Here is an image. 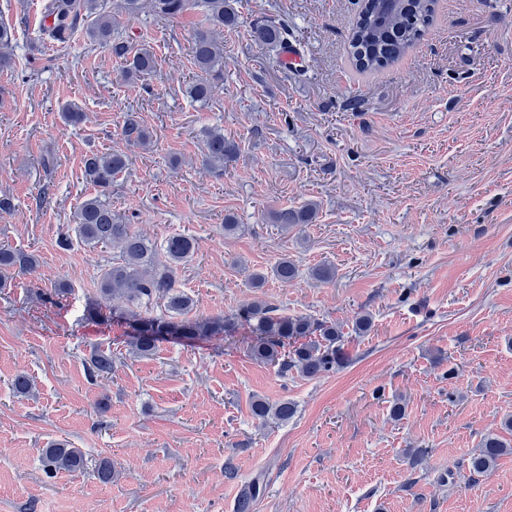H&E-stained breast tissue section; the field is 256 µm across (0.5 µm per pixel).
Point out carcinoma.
I'll list each match as a JSON object with an SVG mask.
<instances>
[{
	"label": "carcinoma",
	"mask_w": 512,
	"mask_h": 512,
	"mask_svg": "<svg viewBox=\"0 0 512 512\" xmlns=\"http://www.w3.org/2000/svg\"><path fill=\"white\" fill-rule=\"evenodd\" d=\"M194 11L202 18L192 46V63L198 72L187 89L188 97L205 105L212 98L215 84L224 81V29L238 23L235 0H47L44 13L54 18L53 26L41 27L39 39L66 44L79 30L123 61L121 76L142 78L156 65L152 48L131 47L112 37V23L120 14L134 16L148 12L159 18H176ZM436 0H365L352 27L349 56L362 73L382 71L401 60L432 25ZM251 40L262 47L282 48L288 43V27L272 20L261 19L250 30ZM14 28L0 21V71L12 67ZM125 142L148 150L153 136L138 113L126 112L121 123ZM204 161L221 175L224 164L239 155V145L224 136V129L207 126L201 129ZM128 165V157L115 151H91L84 157L86 180L95 188V195L83 200L75 213L73 232L60 233L58 245L69 248L73 241L90 247L119 250V262L103 269L100 275V301L87 309V317L102 323L123 322L129 328V344L139 355H149L169 336L184 340L222 337L233 332L235 323L220 318L205 320L177 319L187 312L193 302L176 287L179 266L193 256L195 241L186 234H173L160 244L130 232L112 214L110 196L112 184ZM317 214V204L308 202L300 207H280L271 212L272 223L283 229L296 224H311ZM36 266L34 255L10 247H0V273L22 274ZM119 295L126 307L116 309L109 300ZM163 303L165 314H153L155 306ZM238 318L251 325L257 334L252 346L255 359L277 368L283 375L295 370L306 378L329 373L347 361L341 345L342 333L333 324L319 323L304 316H288L272 304L254 303L240 311ZM112 356L93 353L86 362L87 377L93 381L112 371ZM254 416L266 422L275 419L286 422L296 412L295 405L286 400L270 403L263 399L252 405ZM512 453V440L498 435L483 438L480 448L470 456L467 467L470 475H485L498 459ZM41 461L44 472L52 475L60 470L80 471L84 455L78 448L56 443L43 449ZM260 489L251 484L243 490L235 504V512H252L253 502Z\"/></svg>",
	"instance_id": "1"
}]
</instances>
